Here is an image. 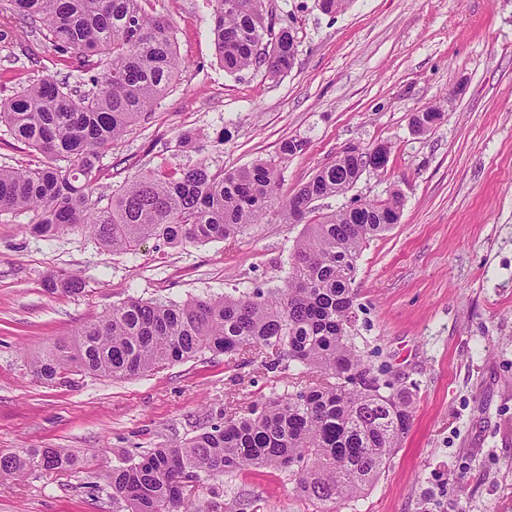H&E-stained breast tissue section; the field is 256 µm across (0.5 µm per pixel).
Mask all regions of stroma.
<instances>
[{"instance_id": "1", "label": "stroma", "mask_w": 512, "mask_h": 512, "mask_svg": "<svg viewBox=\"0 0 512 512\" xmlns=\"http://www.w3.org/2000/svg\"><path fill=\"white\" fill-rule=\"evenodd\" d=\"M299 42L287 73L225 74L214 0H151L186 62L173 89L100 159L101 185L122 186L178 160L233 170L279 164L293 192L348 146L387 144L384 172L365 171L347 200L403 195L399 224L357 262L352 333L373 369L409 391L413 424L375 483L337 512H512V0H272ZM77 85L68 57L16 31L0 41V100L44 75ZM443 114L416 134L413 113ZM197 133L192 149L184 133ZM305 150L280 160L286 139ZM298 224L269 216L236 242L172 247L149 239L114 254L88 234L33 233L26 213L0 216V450L66 448L67 472L0 484V512H125L102 475L127 458L287 394L262 358L205 353L131 378L73 375L46 385L32 356L69 341L128 297L183 302L240 288H279ZM74 273L77 294L43 286ZM202 512H318L291 472L247 468L195 483Z\"/></svg>"}]
</instances>
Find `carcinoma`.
I'll list each match as a JSON object with an SVG mask.
<instances>
[{"instance_id": "1", "label": "carcinoma", "mask_w": 512, "mask_h": 512, "mask_svg": "<svg viewBox=\"0 0 512 512\" xmlns=\"http://www.w3.org/2000/svg\"><path fill=\"white\" fill-rule=\"evenodd\" d=\"M149 0H6L0 39L21 25L61 56L73 52L89 90L75 95L52 77L0 100V124L45 155L26 169L0 167V215L35 213V231L81 228L108 251L127 254L146 239L178 246L236 239L276 213L301 224L282 288H254L183 304L129 298L82 325L73 342L33 356L37 378L53 385L73 372L125 378L204 352L264 355L269 372L292 370L312 382L189 439L126 459L105 475L112 502L127 512H201L190 484L247 467L288 470L295 490L320 504L368 490L412 423L409 392L373 372L351 334L356 263L367 243L400 222L403 196L342 207L310 218L314 202L349 191L386 161L346 147L297 190L281 192V173L257 159L226 172L203 160L141 173L109 195L98 192L100 158L173 87L185 68L172 26L146 10ZM269 0H215L213 35L224 72L262 67L276 77L298 54L293 27L267 21ZM97 60H91V57ZM434 108L412 116L418 133L436 127ZM306 142L286 139V160ZM69 163L64 168L56 160ZM76 275L50 276L54 293L83 289ZM65 448L0 451V482L25 472L69 470Z\"/></svg>"}]
</instances>
